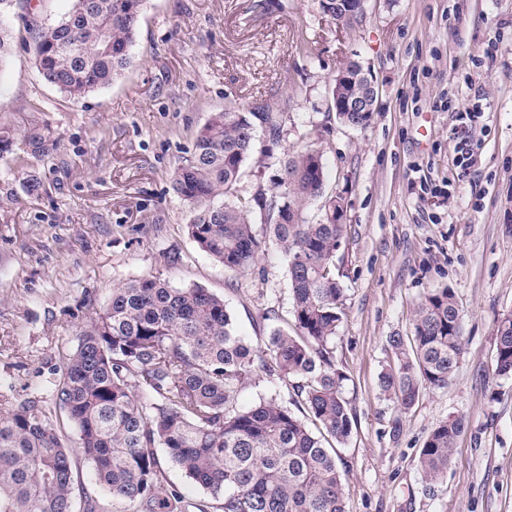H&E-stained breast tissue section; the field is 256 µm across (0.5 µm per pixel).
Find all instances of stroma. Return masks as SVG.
Segmentation results:
<instances>
[{
	"instance_id": "35a3bbf8",
	"label": "stroma",
	"mask_w": 512,
	"mask_h": 512,
	"mask_svg": "<svg viewBox=\"0 0 512 512\" xmlns=\"http://www.w3.org/2000/svg\"><path fill=\"white\" fill-rule=\"evenodd\" d=\"M70 7L39 0L0 20L14 33L0 124L34 119L58 140L39 160L0 157V386L42 393L78 324L149 274L223 297L239 333L264 346V312L289 308L284 258L271 248L252 271L225 272L189 237L171 176L210 113L265 101L286 115L283 146L320 149L327 190L344 203L335 346L353 418L339 449L349 512H512V376L494 372L496 321L512 314V0H368L352 28L319 0H146L131 67L79 100L38 75L26 31ZM348 58L379 85L362 127L327 106ZM468 107L480 114L472 130L458 117ZM268 147L257 131L242 196L273 191ZM443 287L462 313L464 353L447 388L403 414L379 387L388 338L409 332L420 297ZM460 415L453 463L428 487L418 451Z\"/></svg>"
}]
</instances>
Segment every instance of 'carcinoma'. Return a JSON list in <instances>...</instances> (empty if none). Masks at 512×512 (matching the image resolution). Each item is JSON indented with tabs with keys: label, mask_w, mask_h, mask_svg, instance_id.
I'll use <instances>...</instances> for the list:
<instances>
[{
	"label": "carcinoma",
	"mask_w": 512,
	"mask_h": 512,
	"mask_svg": "<svg viewBox=\"0 0 512 512\" xmlns=\"http://www.w3.org/2000/svg\"><path fill=\"white\" fill-rule=\"evenodd\" d=\"M145 2L72 0L61 21L34 29L41 78L73 99L111 85L131 62ZM320 9L343 27L362 22L336 11V0H320ZM335 116L353 127L370 120ZM259 127L278 144L284 113L269 104L210 113L172 187L190 208V238L224 271L247 272L270 245L280 251L291 320L274 327L259 352L237 333L224 298L201 285L177 288L146 275L112 289L79 327L75 349L49 367L46 394L19 401L0 391V512H75L79 475L54 408L75 430L104 499L122 512H348L336 445L348 441L352 418L333 351L344 315L336 275L342 200L326 194L322 156L310 146L278 158L277 191L241 196ZM56 147L33 120L0 127L1 155L20 150L37 159ZM463 340L452 289L424 295L410 334L389 337L395 362L381 390L411 410L423 391L448 386ZM495 372L512 375V314L497 321ZM259 374L293 382L308 418L275 395L239 406ZM464 430L461 417L442 422L420 448L417 468L428 487L447 474ZM169 465L213 502L187 500L169 484Z\"/></svg>",
	"instance_id": "obj_1"
}]
</instances>
